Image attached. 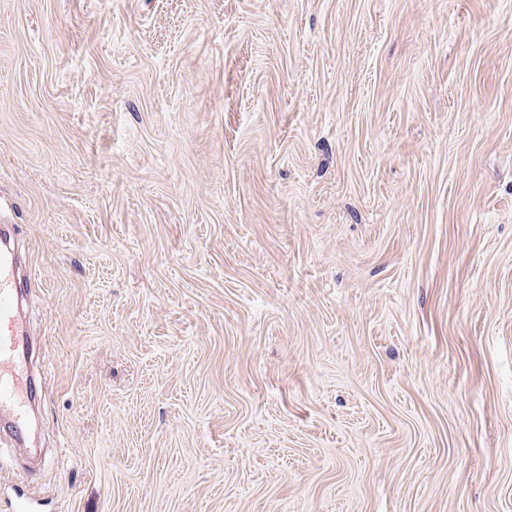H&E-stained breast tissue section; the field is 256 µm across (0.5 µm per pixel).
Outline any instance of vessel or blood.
Returning a JSON list of instances; mask_svg holds the SVG:
<instances>
[{
    "label": "vessel or blood",
    "mask_w": 512,
    "mask_h": 512,
    "mask_svg": "<svg viewBox=\"0 0 512 512\" xmlns=\"http://www.w3.org/2000/svg\"><path fill=\"white\" fill-rule=\"evenodd\" d=\"M11 230L0 231V416L22 430L37 396L28 363L27 326L19 308L26 279L9 242Z\"/></svg>",
    "instance_id": "1"
}]
</instances>
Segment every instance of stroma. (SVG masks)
Wrapping results in <instances>:
<instances>
[{
    "label": "stroma",
    "mask_w": 512,
    "mask_h": 512,
    "mask_svg": "<svg viewBox=\"0 0 512 512\" xmlns=\"http://www.w3.org/2000/svg\"><path fill=\"white\" fill-rule=\"evenodd\" d=\"M0 217V512H512V0H0ZM0 250V414L13 428L14 439L22 444V428L37 396L28 363L27 326L19 312V295L27 275L9 242L14 234L1 229Z\"/></svg>",
    "instance_id": "obj_1"
}]
</instances>
